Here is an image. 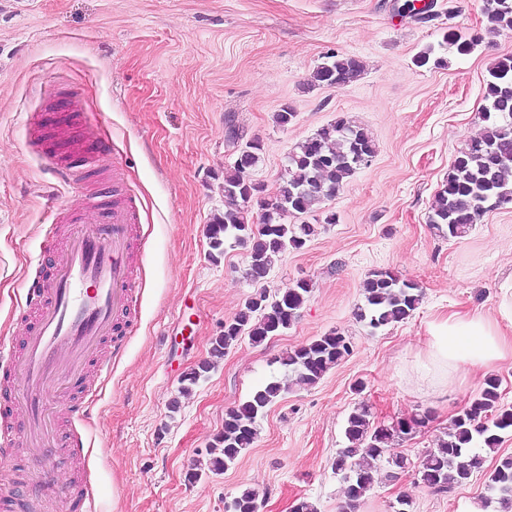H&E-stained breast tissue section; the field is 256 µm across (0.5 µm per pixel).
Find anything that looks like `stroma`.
Masks as SVG:
<instances>
[{"label":"stroma","mask_w":512,"mask_h":512,"mask_svg":"<svg viewBox=\"0 0 512 512\" xmlns=\"http://www.w3.org/2000/svg\"><path fill=\"white\" fill-rule=\"evenodd\" d=\"M403 2L0 0V352L22 343L24 279L49 271L36 257L50 207L79 199L44 160L68 155L71 138L50 126L43 151L27 142L26 119L45 111L46 96H80L96 113L139 209L140 319L78 426L89 444L81 485L97 512H224L245 489L257 492L258 512H290L302 500L340 512L345 485L332 463L362 402L378 425L427 410L432 418L395 443L407 468L393 478L378 465L357 512H396L401 497L408 512H495L482 501L498 458L512 455V432L450 493L424 486L417 464L487 376L512 405V356L488 372L462 368L444 386L413 365L428 322L452 310L496 316L512 282V208L486 213L460 239L429 222L458 151L485 126L489 70L512 54V32H488L483 0H434L425 18L398 13ZM478 33L464 54L450 42ZM429 48L438 64L419 65ZM333 52L363 64L341 89L311 81ZM285 105L295 118L283 128L274 115ZM341 117L367 129L377 152L303 215L316 227L304 248L277 257L261 285L245 274V246L226 243L211 259L206 226L224 210V169L237 158L227 121L260 142L251 176L272 191L289 152ZM381 269L417 283L423 298L408 319L373 332L356 311L363 281ZM300 280L311 293L288 330L260 343L241 337L181 393L183 374L209 359L248 297L263 289L275 299ZM334 330L349 337L350 355L316 385L291 384L259 418L253 445L211 472L207 452L225 412L283 378L282 354Z\"/></svg>","instance_id":"1"}]
</instances>
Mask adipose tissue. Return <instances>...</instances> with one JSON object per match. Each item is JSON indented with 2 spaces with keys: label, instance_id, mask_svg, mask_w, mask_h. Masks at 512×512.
<instances>
[{
  "label": "adipose tissue",
  "instance_id": "obj_1",
  "mask_svg": "<svg viewBox=\"0 0 512 512\" xmlns=\"http://www.w3.org/2000/svg\"><path fill=\"white\" fill-rule=\"evenodd\" d=\"M499 320L478 312H452L429 322V339L416 368L419 374L447 373L460 366L487 367L504 356Z\"/></svg>",
  "mask_w": 512,
  "mask_h": 512
}]
</instances>
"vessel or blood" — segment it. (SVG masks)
<instances>
[{"mask_svg":"<svg viewBox=\"0 0 512 512\" xmlns=\"http://www.w3.org/2000/svg\"><path fill=\"white\" fill-rule=\"evenodd\" d=\"M67 125L80 118L85 133H92L96 118L70 99L66 111L27 117L29 141L43 135L45 118ZM69 184L82 188L90 172L110 168L107 144L85 153L75 143L71 157L50 158ZM114 191L100 200L77 204L67 221L75 229L61 235L58 224L43 225L40 250L50 255L52 267L25 286L15 309L18 319H33L24 335V347L0 393L11 401L0 411V459L11 460L18 448L39 447L47 424L50 393L61 377L79 384V395L68 406L73 421H82L97 397L98 381L112 370V352L120 351L136 326L138 296L133 268L138 257L133 242L138 232V211L123 185L120 171L112 173Z\"/></svg>","mask_w":512,"mask_h":512,"instance_id":"vessel-or-blood-1","label":"vessel or blood"}]
</instances>
